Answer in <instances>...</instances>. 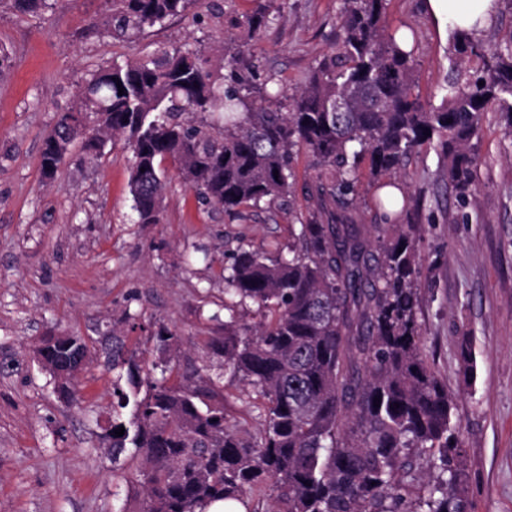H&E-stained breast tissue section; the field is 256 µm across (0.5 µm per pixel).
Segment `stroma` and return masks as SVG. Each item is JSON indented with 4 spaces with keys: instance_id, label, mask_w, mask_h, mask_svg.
I'll list each match as a JSON object with an SVG mask.
<instances>
[{
    "instance_id": "35a3bbf8",
    "label": "stroma",
    "mask_w": 512,
    "mask_h": 512,
    "mask_svg": "<svg viewBox=\"0 0 512 512\" xmlns=\"http://www.w3.org/2000/svg\"><path fill=\"white\" fill-rule=\"evenodd\" d=\"M424 0H389L387 24L414 38L420 95L439 103L456 52ZM270 22L248 33L247 14ZM340 0H196L180 15L130 38L104 30L111 0H57L21 15L0 0V512H129L127 479L138 462L107 452L117 372L94 357L75 400L62 398L33 350L69 332L124 336L157 360L154 333L179 338L166 357L200 376L219 362L205 351L224 333L227 255L243 246L276 254L293 239L302 196L232 217L202 202L166 165L159 221L140 224L128 189L124 137L95 163L69 156L56 180L41 171L44 136L78 104L92 71L118 61L199 49L222 72L224 46L244 43L262 73L288 92L336 46ZM481 187L465 205L449 194L434 150L409 166L419 203L422 340L456 397L467 473L465 512H512V139L495 115L484 124ZM227 425L257 434L250 389L224 387Z\"/></svg>"
}]
</instances>
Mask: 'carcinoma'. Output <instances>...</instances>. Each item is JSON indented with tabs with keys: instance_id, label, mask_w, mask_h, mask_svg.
I'll list each match as a JSON object with an SVG mask.
<instances>
[{
	"instance_id": "carcinoma-1",
	"label": "carcinoma",
	"mask_w": 512,
	"mask_h": 512,
	"mask_svg": "<svg viewBox=\"0 0 512 512\" xmlns=\"http://www.w3.org/2000/svg\"><path fill=\"white\" fill-rule=\"evenodd\" d=\"M34 13L48 0H8ZM110 33L132 37L184 12L193 0H111ZM387 0H342L336 51L313 67L288 96L270 92V75L252 71L245 51L225 46V74L216 77L199 50L164 52L99 68L79 106L63 113L45 137L43 175L53 179L87 121L99 136L83 143L91 164L115 136L132 157L129 187L141 224L157 222L170 160L197 197L228 214L272 205L296 193L293 162L311 157L314 175L302 187L305 218L288 254L239 248L224 277L230 318L206 346L224 373L251 386L263 422L255 437L225 424L221 376L176 379L175 366L144 368L112 337L106 365L118 406L133 405L130 425L112 421V462L132 445L140 464L128 478L142 492L136 512H204L215 501H270L265 512H462L463 449L452 423L454 397L422 345L415 201L375 198L377 224L357 211L363 181L401 189L406 166L424 146L441 161L446 187L464 204L480 187L486 114L497 108L512 138V36L485 47L453 32L457 68L435 107L414 93V50L401 48L386 25ZM243 24H268L260 7ZM124 94H119L117 83ZM348 111L333 109L337 99ZM257 305L262 320L242 322L235 308ZM82 336H46L35 349L58 393L75 396L74 351ZM124 427L118 437L115 429ZM437 474L427 483L413 462Z\"/></svg>"
}]
</instances>
